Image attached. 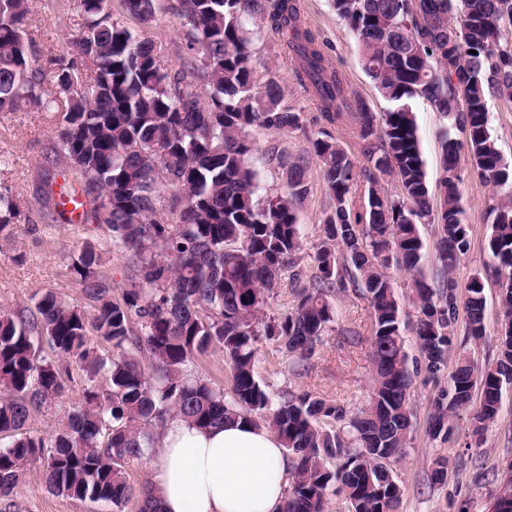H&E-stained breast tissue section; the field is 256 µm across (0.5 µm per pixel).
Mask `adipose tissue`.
<instances>
[{
  "label": "adipose tissue",
  "instance_id": "ef3b65f1",
  "mask_svg": "<svg viewBox=\"0 0 512 512\" xmlns=\"http://www.w3.org/2000/svg\"><path fill=\"white\" fill-rule=\"evenodd\" d=\"M159 445L146 489L158 512H281L292 461L267 428L231 420L199 429L174 418Z\"/></svg>",
  "mask_w": 512,
  "mask_h": 512
}]
</instances>
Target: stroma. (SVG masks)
I'll list each match as a JSON object with an SVG mask.
<instances>
[{
	"label": "stroma",
	"mask_w": 512,
	"mask_h": 512,
	"mask_svg": "<svg viewBox=\"0 0 512 512\" xmlns=\"http://www.w3.org/2000/svg\"><path fill=\"white\" fill-rule=\"evenodd\" d=\"M175 0H155V15L142 23L127 15L119 0H114L115 19L133 30L139 38L152 42L165 65L179 67L185 53L184 31L174 14ZM26 40L34 67L51 73L75 55V45L84 27L80 0H29ZM305 25L316 35L321 51L345 78L350 90L366 101L371 111L382 114L391 104L382 97L375 81L364 71L357 41L345 22L331 7V0H300ZM253 79L264 86L273 79L283 90L282 103L300 112L303 127L290 132L256 129L251 131L253 150L251 167L259 180L258 199L286 194L280 169L269 159L272 147L285 149L289 156L309 158L310 191L296 207L302 249L298 253L300 280L282 273L267 305L264 317H282L297 303L301 288L309 286L316 270L315 255L320 248L323 221L332 201L321 179L318 160L312 157L313 139L330 133L349 153L358 154L359 127L353 121L338 125L325 122L313 97L301 86L281 34L270 26H261L252 38ZM417 134L430 188H437L441 176V142L448 122L422 99L412 102ZM62 115L24 108L0 112V191L9 193L19 203L20 215L4 233L0 244V310L13 311L34 305L46 291H53L67 303L86 308L89 301L72 272V265L86 247H95L103 259L100 273L112 284L113 296L127 288L133 273L129 254L112 246L105 225L89 220L78 224L63 223L51 200L38 196L36 188L47 171L64 175L68 184L79 186L81 177L65 159L48 166L55 158L57 135ZM463 219L470 229L468 252L461 256L454 278L465 285L476 272L484 274L486 297V334L480 341L465 342L456 334L455 346L464 348L477 366L494 362L499 350L501 315L500 289L494 273L489 272L491 256L488 235L493 222L488 205L495 191L472 175H464L459 185ZM399 295L405 327L403 334L409 354L411 381L409 399L412 430L407 454L392 468L404 495L400 512H488V494L499 484L501 473L512 462V386L504 389L499 417L483 435L480 447L470 444L468 416L449 417L448 433L432 436L427 428L432 404L441 388L446 387L450 366H442L439 375L429 373L421 361L413 330L412 278L391 270ZM330 302L335 320L327 328L313 356L298 367L283 342L260 338L255 350L254 370L272 403H279L283 393L310 394L349 412L366 408L372 398L375 370L371 358L373 319L368 302L353 291L338 292ZM64 393L41 413L33 415L29 427L37 434H49L67 420L73 408L83 401L85 386L80 371ZM448 460V479L435 484L430 480L435 458ZM0 512H112L108 502H83L49 491L40 467H29L13 493L0 500Z\"/></svg>",
	"instance_id": "35a3bbf8"
}]
</instances>
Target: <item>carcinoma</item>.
<instances>
[{
	"label": "carcinoma",
	"mask_w": 512,
	"mask_h": 512,
	"mask_svg": "<svg viewBox=\"0 0 512 512\" xmlns=\"http://www.w3.org/2000/svg\"><path fill=\"white\" fill-rule=\"evenodd\" d=\"M122 2L140 22L153 20L155 0ZM252 2L178 0L189 57L173 69L153 43L113 18L112 0H81L79 57L53 72L54 93L47 94L24 38L28 0H0V112L25 105L62 113L57 152L81 175V195L91 206L83 216L108 226L135 270L121 299H113L99 276L101 257L90 247L73 271L92 312L47 291L32 308L0 313L1 498L37 465L53 493L123 512L134 494L128 464L148 454L165 422L179 417L208 428L239 418L272 429L293 461L282 512H325L327 490L336 484L351 512H399L403 491L392 483L391 463L405 455L411 430L410 371L392 268L413 275L415 333L427 369L438 372L455 356L429 431L441 433L448 413L468 408L477 391L475 443L497 421L503 389L512 385V167L491 134L488 101H512V0H331L359 43L365 71L392 103L379 122L319 49L298 0H267L265 23L286 37L301 85L328 124H358L361 150L351 155L328 134L312 140L333 200L317 272L291 312L261 331L258 316L281 273L299 276L294 205L308 195L309 182L307 159L290 160L275 148L271 159L283 169L287 194L257 200L250 130L288 132L301 120L280 106L275 81L254 90ZM88 59L93 77L86 80ZM200 83L211 88L205 102ZM416 97L463 136L442 141L435 196L420 151ZM464 156L474 175L505 192L491 206L489 237L503 333L496 361L482 369L453 344L461 311L467 338L476 342L486 333L482 274L462 289L452 277L469 248L459 194ZM358 171L367 200L353 211L348 198ZM162 179L174 188L164 205L171 222L157 207ZM389 180L398 185L395 195L385 190ZM17 215L13 196L0 193V230ZM423 222L440 227L436 288L421 275ZM350 285L372 310L376 375L369 407L351 414L309 394L271 407L254 371L260 336L282 341L303 364L334 321L328 295ZM213 344L230 366L229 397L186 373ZM46 348L74 361L87 383L81 405L47 437L27 424L72 376L46 358ZM102 373L105 389L95 383ZM326 419L343 427L328 429ZM335 459L332 470L327 461Z\"/></svg>",
	"instance_id": "1"
}]
</instances>
